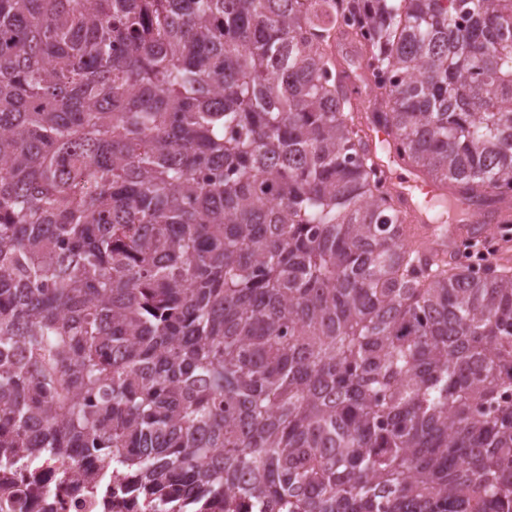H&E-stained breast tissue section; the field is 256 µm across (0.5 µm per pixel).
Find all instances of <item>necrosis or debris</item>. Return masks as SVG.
Listing matches in <instances>:
<instances>
[{
  "label": "necrosis or debris",
  "mask_w": 512,
  "mask_h": 512,
  "mask_svg": "<svg viewBox=\"0 0 512 512\" xmlns=\"http://www.w3.org/2000/svg\"><path fill=\"white\" fill-rule=\"evenodd\" d=\"M98 455V449L79 448L36 467L21 461L0 470V512H13L17 497L22 512H144L126 494L127 479L95 474Z\"/></svg>",
  "instance_id": "4bbe7bcc"
}]
</instances>
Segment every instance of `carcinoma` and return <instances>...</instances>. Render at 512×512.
Listing matches in <instances>:
<instances>
[{
  "label": "carcinoma",
  "instance_id": "carcinoma-1",
  "mask_svg": "<svg viewBox=\"0 0 512 512\" xmlns=\"http://www.w3.org/2000/svg\"><path fill=\"white\" fill-rule=\"evenodd\" d=\"M383 151L512 203V0H0V467L512 512V268L423 259Z\"/></svg>",
  "mask_w": 512,
  "mask_h": 512
}]
</instances>
